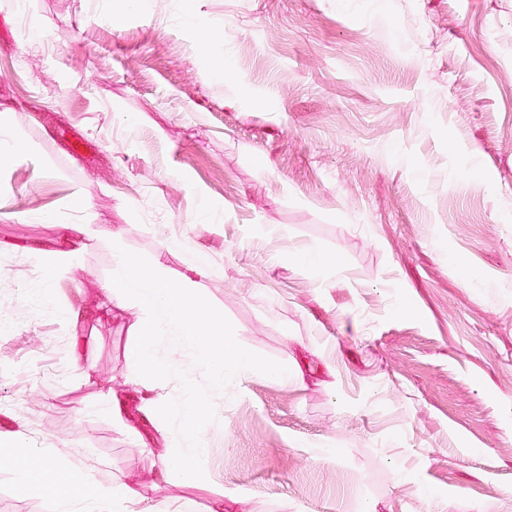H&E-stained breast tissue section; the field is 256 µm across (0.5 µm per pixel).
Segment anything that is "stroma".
Wrapping results in <instances>:
<instances>
[{"mask_svg": "<svg viewBox=\"0 0 512 512\" xmlns=\"http://www.w3.org/2000/svg\"><path fill=\"white\" fill-rule=\"evenodd\" d=\"M1 125L0 512H54L41 458L128 512H512V0H0ZM62 213L96 234L38 307L8 246ZM117 237L173 286L205 253L256 364L206 394V480H149L137 309L64 314ZM20 486L39 484L48 491H53L57 485V470L48 460L42 459L34 466L23 467L17 471ZM76 485H89L90 489L85 495V511L87 512H112L122 509L125 502H131L140 496L136 484L118 482L112 485L99 484L87 473L79 471L72 478Z\"/></svg>", "mask_w": 512, "mask_h": 512, "instance_id": "35a3bbf8", "label": "stroma"}]
</instances>
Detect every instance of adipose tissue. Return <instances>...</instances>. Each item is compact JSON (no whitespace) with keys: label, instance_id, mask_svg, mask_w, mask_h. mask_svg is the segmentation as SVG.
<instances>
[{"label":"adipose tissue","instance_id":"obj_1","mask_svg":"<svg viewBox=\"0 0 512 512\" xmlns=\"http://www.w3.org/2000/svg\"><path fill=\"white\" fill-rule=\"evenodd\" d=\"M94 233L93 226L89 224H64L53 249L46 250L32 243L21 245L23 254L47 267L43 279L30 291L35 303L51 300L60 286L58 268L75 262L82 253L85 240L92 238ZM109 247L112 269L102 286L104 306L108 309L134 307L140 313L138 334L143 342L128 364L127 381L131 386H140L145 377L157 374L150 342L160 335L181 339L209 337L210 346L202 354L200 365L206 373L210 390H223L231 379L254 371L250 356L225 337L220 314L197 296L195 276H206L212 272L204 254L196 253L189 258L191 277L173 288L161 267H144L120 240H111ZM166 374L178 384L180 396L167 402L160 416L176 421L177 427L166 433L174 445L159 455L155 476L160 481L171 483L191 470L198 478H205V471L199 467L205 447L201 438L204 423L199 418L203 404L201 389L193 373L172 366ZM72 482L89 488L84 497L86 512H119L124 503L139 495L136 484L118 482L102 485L81 471L75 473Z\"/></svg>","mask_w":512,"mask_h":512}]
</instances>
